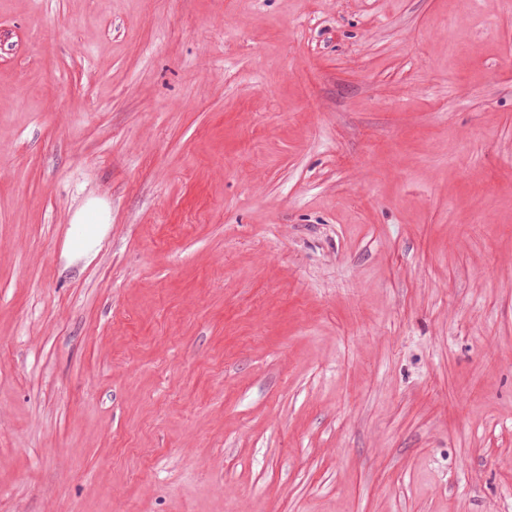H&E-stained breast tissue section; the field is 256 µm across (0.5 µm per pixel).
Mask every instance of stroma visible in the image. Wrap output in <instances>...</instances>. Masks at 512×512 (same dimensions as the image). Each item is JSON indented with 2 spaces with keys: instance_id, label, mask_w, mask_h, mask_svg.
Segmentation results:
<instances>
[{
  "instance_id": "1",
  "label": "stroma",
  "mask_w": 512,
  "mask_h": 512,
  "mask_svg": "<svg viewBox=\"0 0 512 512\" xmlns=\"http://www.w3.org/2000/svg\"><path fill=\"white\" fill-rule=\"evenodd\" d=\"M0 512H512V0H0ZM108 216L99 205L91 204L74 221L82 229L80 236L81 246L77 251L81 255L89 256L93 253L107 229Z\"/></svg>"
}]
</instances>
